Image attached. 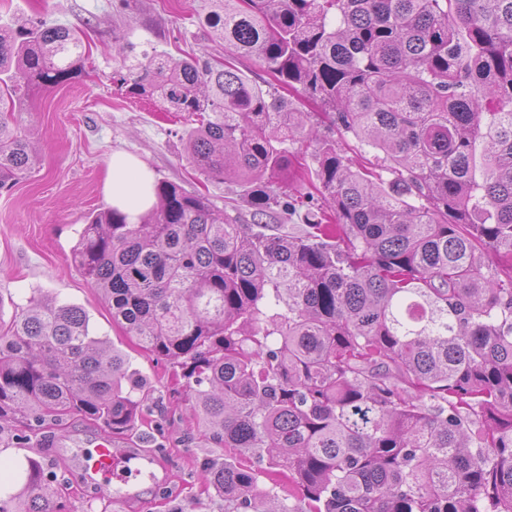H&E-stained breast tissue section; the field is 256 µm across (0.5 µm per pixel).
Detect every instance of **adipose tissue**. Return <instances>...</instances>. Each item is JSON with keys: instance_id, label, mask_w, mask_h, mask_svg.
<instances>
[{"instance_id": "adipose-tissue-1", "label": "adipose tissue", "mask_w": 512, "mask_h": 512, "mask_svg": "<svg viewBox=\"0 0 512 512\" xmlns=\"http://www.w3.org/2000/svg\"><path fill=\"white\" fill-rule=\"evenodd\" d=\"M113 207L137 218L155 203L153 175L140 160L122 152L113 153L105 182Z\"/></svg>"}]
</instances>
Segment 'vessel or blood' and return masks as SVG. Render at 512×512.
I'll return each instance as SVG.
<instances>
[{
  "label": "vessel or blood",
  "mask_w": 512,
  "mask_h": 512,
  "mask_svg": "<svg viewBox=\"0 0 512 512\" xmlns=\"http://www.w3.org/2000/svg\"><path fill=\"white\" fill-rule=\"evenodd\" d=\"M84 478L95 488L128 496L143 481L153 479L152 460L132 461L118 453L111 436H100L79 452Z\"/></svg>",
  "instance_id": "1"
}]
</instances>
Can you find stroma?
Wrapping results in <instances>:
<instances>
[{
    "instance_id": "1",
    "label": "stroma",
    "mask_w": 512,
    "mask_h": 512,
    "mask_svg": "<svg viewBox=\"0 0 512 512\" xmlns=\"http://www.w3.org/2000/svg\"><path fill=\"white\" fill-rule=\"evenodd\" d=\"M210 0H0V27L40 18L62 24L84 38L86 59L72 82L17 100L11 114L28 130L39 165L10 191H0V323L10 324L31 298L44 294L83 307L94 335L108 338L150 382L140 419L117 437L120 451L155 459V479L125 498L100 499L87 486L76 451L103 435L102 425L78 414L31 429L0 432V498L21 482L27 457H40L45 484L66 512H224L223 495L204 487L202 462L222 459L224 449L201 435L170 363L142 350L113 323L98 291L72 253L90 215L108 208L104 190L113 152H127L152 171L154 180L180 184L206 195L236 223L252 221V210L233 178L207 179L185 159V137L193 121L157 97L130 94L122 84L120 42L136 52L223 60L224 43L205 24Z\"/></svg>"
}]
</instances>
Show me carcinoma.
Listing matches in <instances>:
<instances>
[{"label":"carcinoma","mask_w":512,"mask_h":512,"mask_svg":"<svg viewBox=\"0 0 512 512\" xmlns=\"http://www.w3.org/2000/svg\"><path fill=\"white\" fill-rule=\"evenodd\" d=\"M208 24L274 82L144 52L130 91L197 117L187 160L235 177L253 223L161 183L135 223L90 217L73 254L112 320L180 367L201 434L259 463L207 461L203 481L224 512H512V0H212ZM81 63L67 27L0 29L1 191L38 164L4 105ZM290 156L327 210L277 185ZM302 208L297 233L268 221ZM145 392L78 306L33 300L0 333V426L78 413L123 433ZM43 486L27 458L0 512H53Z\"/></svg>","instance_id":"carcinoma-1"}]
</instances>
